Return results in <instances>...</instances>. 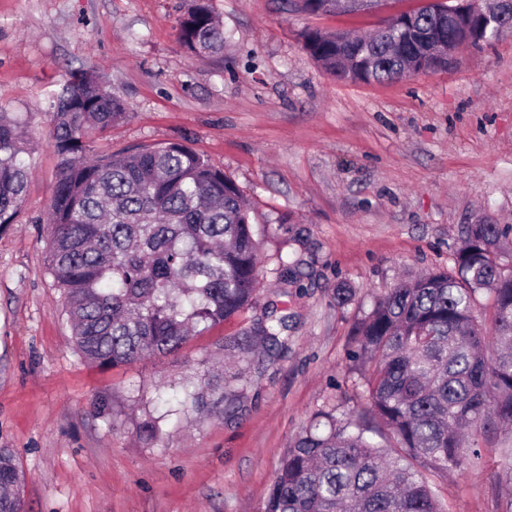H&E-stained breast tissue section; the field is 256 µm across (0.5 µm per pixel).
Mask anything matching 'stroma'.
<instances>
[{
	"instance_id": "stroma-1",
	"label": "stroma",
	"mask_w": 512,
	"mask_h": 512,
	"mask_svg": "<svg viewBox=\"0 0 512 512\" xmlns=\"http://www.w3.org/2000/svg\"><path fill=\"white\" fill-rule=\"evenodd\" d=\"M419 3L308 15L210 0L224 58L199 61L176 39L187 0H0V110L33 116L28 193L0 230V448L26 474L25 512H261L309 416L366 407L349 353L375 298L452 269L462 225H512V29L394 82L336 80L303 48L304 29L364 33ZM75 71L102 76L132 112L92 155L181 142L238 186L262 238L259 299L288 316L287 351L238 414L182 422L161 447L137 436L131 392L211 377L253 314L108 370L78 355L46 252L49 104ZM282 257L300 262L284 296ZM342 284L356 294L339 305ZM500 458L438 480L447 512H500Z\"/></svg>"
}]
</instances>
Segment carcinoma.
<instances>
[{
  "instance_id": "obj_1",
  "label": "carcinoma",
  "mask_w": 512,
  "mask_h": 512,
  "mask_svg": "<svg viewBox=\"0 0 512 512\" xmlns=\"http://www.w3.org/2000/svg\"><path fill=\"white\" fill-rule=\"evenodd\" d=\"M448 18L429 0L362 37L305 30L304 49L340 81H392L448 64L458 48L493 37L485 0ZM314 15L352 13L348 0H289ZM178 41L202 60L224 57V27L209 0H192ZM129 106L84 71L50 113L58 160L47 270L64 302L76 350L100 369L180 348L256 307L260 242L237 185L181 142L91 158L86 139L128 117ZM27 121L0 112V228L24 202ZM481 218L462 227L454 268L402 281L355 327L351 358L368 407L353 417L313 413L285 448L262 512H445L432 477L481 463L482 440L512 430V246ZM298 262L279 260L281 295ZM491 297V328L476 314ZM288 316L266 303L224 344L245 366L224 377L155 389L157 413L138 432L164 445L167 427L191 417L235 416L252 372L288 349ZM504 512H512V460L500 463ZM25 474L0 449V512H18Z\"/></svg>"
}]
</instances>
